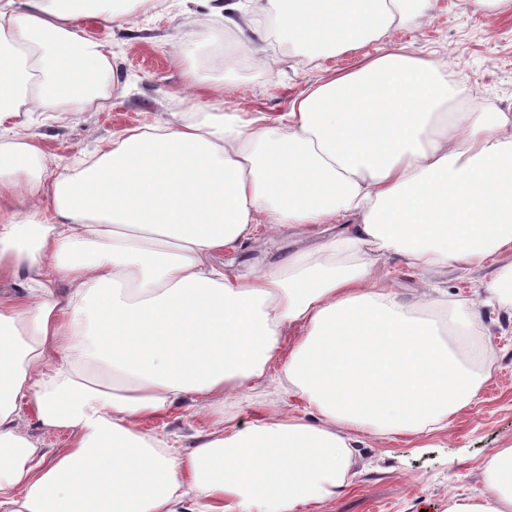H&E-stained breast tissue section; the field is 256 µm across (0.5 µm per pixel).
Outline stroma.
<instances>
[{"mask_svg":"<svg viewBox=\"0 0 512 512\" xmlns=\"http://www.w3.org/2000/svg\"><path fill=\"white\" fill-rule=\"evenodd\" d=\"M125 7V20L84 25L90 36L111 51L120 79L118 92L103 107L79 109L63 120L42 111L25 116L23 132L35 135L49 158L47 175L61 172L66 161L95 152L115 132L172 121L185 91H192L201 102L212 101V85L227 75L233 83L219 100L224 110L276 117L306 83L334 70L357 67L382 45L405 46L425 58L455 56L467 82L480 89V102L512 113V11L478 22L473 10L459 0H435L429 21L396 28L384 43L372 42L315 65L280 48L277 71L268 77L244 66L238 58L239 46L220 28H195V20L206 11L203 0H159L146 11L135 0H127ZM175 50L198 66L202 83L188 87L183 68L171 59ZM318 242V236L301 230L286 229L273 236L262 233L225 251L224 262L235 269L284 272L289 258L297 251L314 249ZM381 264L389 285L403 300L413 301L421 283L436 288L444 303L424 316L443 336L456 314L453 301L483 294L497 270L489 261L424 275L395 253L382 256ZM454 348L471 365L491 371L473 403L440 431L360 434L349 488L317 512H448L451 495L470 497L482 492L483 463L497 449L512 446V311L481 308L466 340ZM285 402L296 415H304L300 398L284 397L268 386L247 392L235 410V423L247 427L259 414ZM208 426L207 418L182 407L150 428L167 435L186 453Z\"/></svg>","mask_w":512,"mask_h":512,"instance_id":"35a3bbf8","label":"stroma"}]
</instances>
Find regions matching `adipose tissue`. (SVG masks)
Returning <instances> with one entry per match:
<instances>
[{
    "label": "adipose tissue",
    "mask_w": 512,
    "mask_h": 512,
    "mask_svg": "<svg viewBox=\"0 0 512 512\" xmlns=\"http://www.w3.org/2000/svg\"><path fill=\"white\" fill-rule=\"evenodd\" d=\"M118 0H0V512H298L350 485L355 429L448 427L484 379L386 284L385 253L421 272L503 266L512 300V113L450 112L475 97L448 62L388 47L306 85L279 129L262 113L188 103L174 122L114 133L82 166L46 179L34 109L96 105L117 85L82 19L122 20ZM247 45L277 58L252 16L313 62L428 17L433 0H206ZM316 228L326 260L289 276L228 273L224 249ZM25 288L14 289L18 270ZM65 292H58V284ZM279 379L309 417L249 426L225 406L263 385L289 329ZM98 367L102 382L86 372ZM190 402L209 418L188 453L146 428ZM33 419H26V412ZM65 431L48 456L30 423ZM482 497L448 512H512V447L485 462Z\"/></svg>",
    "instance_id": "adipose-tissue-1"
}]
</instances>
